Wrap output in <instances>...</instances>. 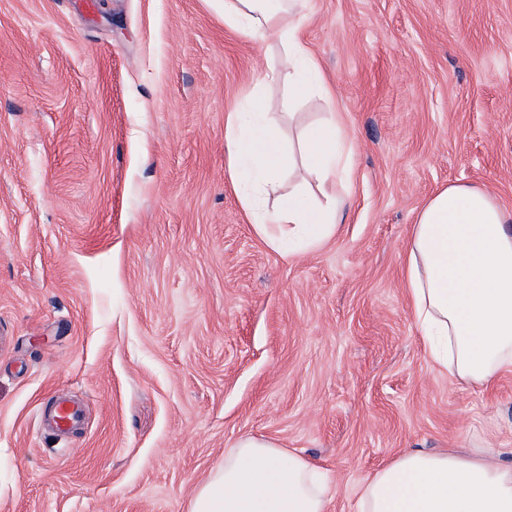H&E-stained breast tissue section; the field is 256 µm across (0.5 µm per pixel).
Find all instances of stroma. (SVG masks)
<instances>
[{"instance_id": "35a3bbf8", "label": "stroma", "mask_w": 512, "mask_h": 512, "mask_svg": "<svg viewBox=\"0 0 512 512\" xmlns=\"http://www.w3.org/2000/svg\"><path fill=\"white\" fill-rule=\"evenodd\" d=\"M301 37L333 103L260 84L224 0H0V512H185L246 434L326 471V512L407 449L512 463V373L453 381L404 288L438 189L512 212V0H308ZM252 94L296 112L284 139L331 107L348 132L315 250L243 214L224 117ZM82 418L80 407L70 404H60L54 413L53 425L60 431H65L69 427L77 425Z\"/></svg>"}]
</instances>
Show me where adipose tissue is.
<instances>
[{
    "instance_id": "obj_1",
    "label": "adipose tissue",
    "mask_w": 512,
    "mask_h": 512,
    "mask_svg": "<svg viewBox=\"0 0 512 512\" xmlns=\"http://www.w3.org/2000/svg\"><path fill=\"white\" fill-rule=\"evenodd\" d=\"M305 0H224L226 27L251 40L273 36L279 61L264 84L293 96L324 86L300 37ZM227 168L256 235L285 255L333 238L350 197L348 134L337 113L283 145L260 102L234 107L224 124ZM288 197L266 199L284 175ZM404 283L431 358L459 382L486 387L512 368V214L488 188L454 184L424 204L406 246ZM330 478L301 452L243 435L194 490L187 512H325ZM357 512H512V464L453 451H408L365 478Z\"/></svg>"
}]
</instances>
